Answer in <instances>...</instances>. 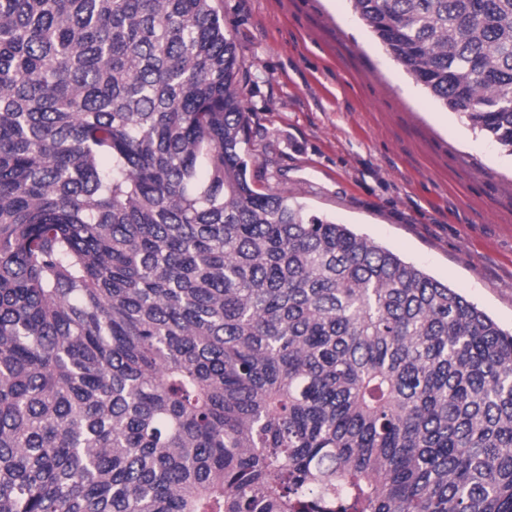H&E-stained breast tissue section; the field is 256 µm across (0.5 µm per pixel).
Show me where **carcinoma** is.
<instances>
[{
	"mask_svg": "<svg viewBox=\"0 0 512 512\" xmlns=\"http://www.w3.org/2000/svg\"><path fill=\"white\" fill-rule=\"evenodd\" d=\"M512 153V0H351ZM216 0H0V512H512V331L249 173Z\"/></svg>",
	"mask_w": 512,
	"mask_h": 512,
	"instance_id": "1",
	"label": "carcinoma"
}]
</instances>
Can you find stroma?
Returning a JSON list of instances; mask_svg holds the SVG:
<instances>
[{"label":"stroma","instance_id":"35a3bbf8","mask_svg":"<svg viewBox=\"0 0 512 512\" xmlns=\"http://www.w3.org/2000/svg\"><path fill=\"white\" fill-rule=\"evenodd\" d=\"M258 189L349 225L512 328V155L435 104L349 0H221Z\"/></svg>","mask_w":512,"mask_h":512}]
</instances>
